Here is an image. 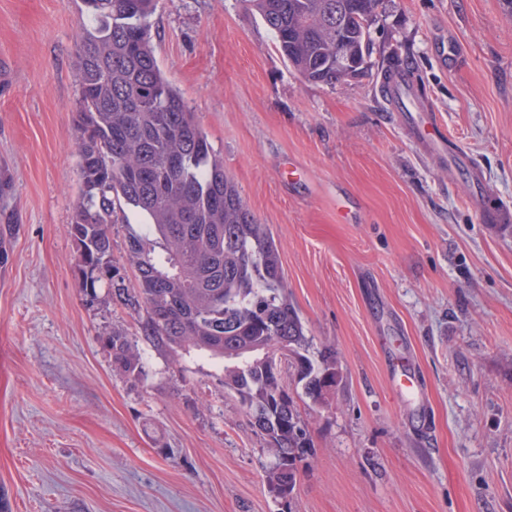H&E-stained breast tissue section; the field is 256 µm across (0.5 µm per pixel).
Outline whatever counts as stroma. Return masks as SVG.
I'll use <instances>...</instances> for the list:
<instances>
[{"mask_svg":"<svg viewBox=\"0 0 512 512\" xmlns=\"http://www.w3.org/2000/svg\"><path fill=\"white\" fill-rule=\"evenodd\" d=\"M80 0H0V170L16 230L0 265V512H512V234L410 139L380 82L420 106L512 202V6L382 0L364 73L305 82L245 0H157L158 64L279 247L313 349L340 382L297 400L314 442L291 502L222 368L144 346L112 365L126 309L90 300L68 233ZM455 41L458 58L435 53ZM409 361L424 401L392 390ZM384 83L396 99L400 112H410L414 101L415 87L410 68L404 64L396 65ZM112 365L133 381L144 378L143 357L138 341L120 330H112Z\"/></svg>","mask_w":512,"mask_h":512,"instance_id":"1","label":"stroma"}]
</instances>
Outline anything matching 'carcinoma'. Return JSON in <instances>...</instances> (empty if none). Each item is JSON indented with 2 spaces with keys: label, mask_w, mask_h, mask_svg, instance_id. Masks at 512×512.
<instances>
[{
  "label": "carcinoma",
  "mask_w": 512,
  "mask_h": 512,
  "mask_svg": "<svg viewBox=\"0 0 512 512\" xmlns=\"http://www.w3.org/2000/svg\"><path fill=\"white\" fill-rule=\"evenodd\" d=\"M307 82L333 84L366 64L379 0H245ZM92 25L76 41V146L81 188L69 234L86 295L127 309L158 350L193 349L223 363L274 457L272 492H293L312 438L293 383L324 407L336 388L335 352L311 354L288 298L279 248L251 213L152 45L155 0H82ZM126 259L112 260V227L124 208ZM134 273L129 281L127 270ZM112 365L144 378L138 341L112 331Z\"/></svg>",
  "instance_id": "1"
}]
</instances>
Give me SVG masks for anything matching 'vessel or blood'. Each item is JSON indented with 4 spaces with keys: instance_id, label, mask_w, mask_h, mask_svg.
Returning a JSON list of instances; mask_svg holds the SVG:
<instances>
[{
    "instance_id": "obj_1",
    "label": "vessel or blood",
    "mask_w": 512,
    "mask_h": 512,
    "mask_svg": "<svg viewBox=\"0 0 512 512\" xmlns=\"http://www.w3.org/2000/svg\"><path fill=\"white\" fill-rule=\"evenodd\" d=\"M386 84L396 99L400 111L408 115L407 124L415 141L436 154L449 155L458 164L464 176L477 183H485L486 178L478 166L473 165L461 151H449L440 124L433 116L424 114H409L415 87L410 68L406 65H396L390 72Z\"/></svg>"
}]
</instances>
